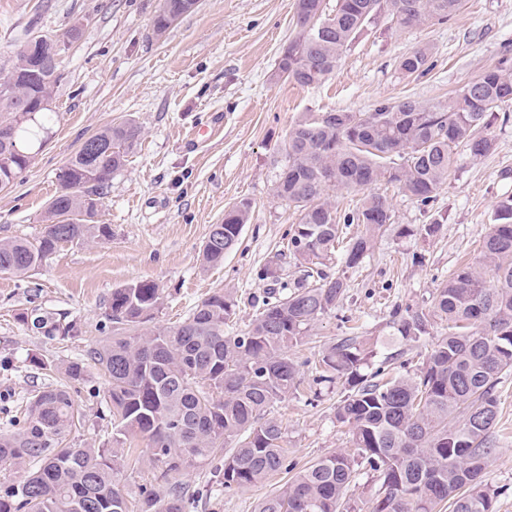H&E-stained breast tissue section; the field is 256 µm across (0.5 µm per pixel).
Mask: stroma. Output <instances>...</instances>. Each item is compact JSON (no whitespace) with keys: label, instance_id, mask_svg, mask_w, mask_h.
Instances as JSON below:
<instances>
[{"label":"stroma","instance_id":"obj_1","mask_svg":"<svg viewBox=\"0 0 512 512\" xmlns=\"http://www.w3.org/2000/svg\"><path fill=\"white\" fill-rule=\"evenodd\" d=\"M160 6L161 0H0V69L15 63L31 34L82 30L60 56L50 140L13 186L0 191V239L38 234L59 189L57 172L89 136L127 119L142 128L98 206L96 221L111 226V240L65 244L25 279L0 274L2 431L31 393L50 382L33 358L57 364L80 356L108 325L113 289L154 281L162 291L160 322L176 323L207 294L230 288L241 301L234 325L241 331L255 317L249 298L271 286L258 278L261 268L278 258L289 278L297 277L284 255L297 215L273 188L288 130L301 113L369 112L403 98L434 103L486 70L512 63V0H465L447 22L409 30L381 16L353 41L326 83L309 87L273 76L281 47L295 34V0H199L196 11L158 38L152 21ZM421 46L431 51L432 70L404 76L400 58ZM492 131L494 150L477 160L461 156L428 206L375 185L392 206L395 227L347 270L343 299L313 326L298 361L316 360L342 338L364 336L374 345L375 362L423 363L433 337L447 334V322L432 319L429 338L409 343L398 334L392 310L429 308L437 284L476 256L496 204L512 196V119H497ZM243 199L253 212L239 246L221 266H203L199 254L212 225ZM438 214L441 231L424 235L422 225ZM34 309L76 321L81 336L52 340L36 332L21 320ZM102 387L93 369L78 385L84 419L67 438L72 447L110 441L108 413L97 396ZM498 389L496 452L483 484L496 495L495 512H512V374ZM347 391L340 380L321 385L318 398L304 390L274 407L289 462L302 466L331 451H352L350 428L336 419ZM217 465L212 459L177 475L194 495L189 512H255L285 481L278 474L227 492Z\"/></svg>","mask_w":512,"mask_h":512}]
</instances>
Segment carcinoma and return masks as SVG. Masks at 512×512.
<instances>
[{
    "mask_svg": "<svg viewBox=\"0 0 512 512\" xmlns=\"http://www.w3.org/2000/svg\"><path fill=\"white\" fill-rule=\"evenodd\" d=\"M192 0H163L152 21L161 38ZM462 0H296V35L278 57L275 76L299 86L320 85L338 68L351 43L378 18L391 16L402 30L443 22ZM428 49L399 60L406 76L430 71ZM13 64L0 76V191L32 164L35 146L51 133L55 113L39 108L51 98L58 63L45 62L42 78L17 74ZM512 106V74L485 71L447 99L382 102L371 112H305L285 143V163L274 195L292 205L287 251L300 279L282 295L269 291L243 332L233 331L237 299L215 291L177 324L161 325L159 286L141 280L115 288L106 317L112 335L86 345L84 353L57 367L64 382L36 390L22 419L0 433V472L34 464L21 480L0 482V512H186L187 487L172 474L224 454V490L256 485L287 463L284 432L271 409L298 391L300 364L288 355L303 345L314 324L336 309L348 288L344 274L326 272L335 260L357 266L377 238L393 225L387 198L367 194L360 207L338 213L331 190L362 191L391 184L423 206L434 201L457 165L459 152L481 158L495 147V113ZM142 130L133 121L111 124L87 138L57 174L59 191L49 202L43 227L32 238L0 239V273L29 277L63 245L112 238L108 224L95 223L98 205L112 187V173ZM252 205L245 199L211 225L202 249L208 266L224 262L240 241ZM360 234L345 239L343 228ZM433 315L448 322V335L432 343L426 362L412 375L382 379L387 367L366 373L373 356L369 339L344 338L321 354L311 369L315 384L343 379L349 392L336 419L351 427L353 452H328L303 467L282 491L264 498L256 512H351L348 490L361 471L375 478L371 512H493V495L482 488L487 459L496 451L490 434L498 417L497 388L512 369V196L499 201L473 265L440 283ZM400 336L419 342L430 320L422 311L395 308ZM49 337L81 335L74 322L30 316ZM104 381L112 447L73 448L67 437L81 413L68 385L82 383L89 367ZM148 441L164 464L155 480L163 494L146 489L127 499L123 453L130 437Z\"/></svg>",
    "mask_w": 512,
    "mask_h": 512,
    "instance_id": "carcinoma-1",
    "label": "carcinoma"
}]
</instances>
